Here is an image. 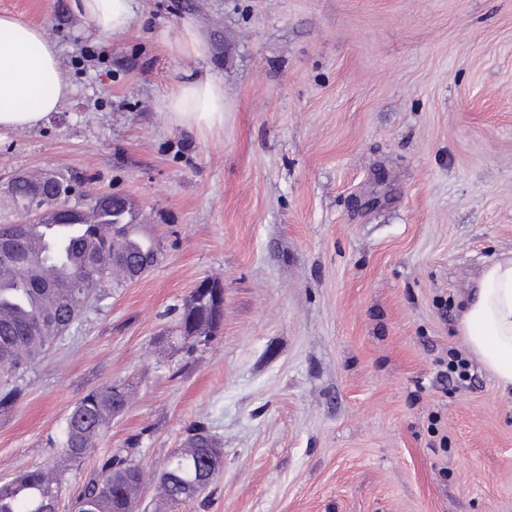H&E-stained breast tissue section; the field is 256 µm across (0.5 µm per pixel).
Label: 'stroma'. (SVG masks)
I'll list each match as a JSON object with an SVG mask.
<instances>
[{
	"mask_svg": "<svg viewBox=\"0 0 512 512\" xmlns=\"http://www.w3.org/2000/svg\"><path fill=\"white\" fill-rule=\"evenodd\" d=\"M45 27L72 93L41 126L0 130V172H89L133 202L163 254L112 287L19 378L0 414V480L63 456L90 390L129 384L84 469L138 441L137 512H512V393L470 352L460 296L512 252V0H134L108 37L70 0H0ZM191 20L204 60L166 38ZM224 84V124L172 125L185 71ZM224 321L182 348L174 309L204 280ZM217 481L155 491L188 430ZM436 366L435 380L444 387L448 383L458 386L472 382L473 375L469 373L467 361L458 355L450 357L446 363L439 361Z\"/></svg>",
	"mask_w": 512,
	"mask_h": 512,
	"instance_id": "obj_1",
	"label": "stroma"
}]
</instances>
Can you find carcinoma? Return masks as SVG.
<instances>
[{"instance_id":"1","label":"carcinoma","mask_w":512,"mask_h":512,"mask_svg":"<svg viewBox=\"0 0 512 512\" xmlns=\"http://www.w3.org/2000/svg\"><path fill=\"white\" fill-rule=\"evenodd\" d=\"M93 178L59 170L54 178L47 174L25 176L11 187L7 197L13 214L18 216L34 197H51L64 185L76 189L74 207H82L85 199L94 198ZM106 208L92 210L96 221L84 225V234L97 238V245L86 249L83 238L67 225H62L55 238L38 254L19 248L8 237L19 231L14 224H0V246L19 253L25 260L21 265L0 264V372L19 373L43 352L57 344L69 328L80 319L89 301L104 299L101 288L119 278L131 279V268L152 267L155 238L142 233L134 236L132 229L140 224L122 225L123 236L113 234L112 195L101 196ZM48 264L64 266L67 274L65 294L49 311L36 301L37 286L27 276L33 266ZM224 287L197 288L184 303L175 309L178 331L184 336L211 339L222 324ZM55 320L53 334H44L45 323ZM129 392L122 385L108 383L88 392L69 414L62 445L64 461L77 467L83 465L96 439L128 403ZM223 450L206 427L191 429L184 448L175 451L159 476L161 493L173 506L203 494L220 473ZM59 467L37 466L0 482V512H58ZM25 482L30 492L23 497L5 494L6 486ZM141 488V470L132 458V449L122 448L108 455L85 476L75 498L72 512H133Z\"/></svg>"}]
</instances>
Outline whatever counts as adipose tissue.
<instances>
[{"label":"adipose tissue","instance_id":"adipose-tissue-1","mask_svg":"<svg viewBox=\"0 0 512 512\" xmlns=\"http://www.w3.org/2000/svg\"><path fill=\"white\" fill-rule=\"evenodd\" d=\"M71 8L106 36L128 34L132 0H71ZM72 88L44 27L0 15V128H33L58 111ZM169 121L186 129L224 124V86L189 72L164 98ZM468 349L512 391V253L493 260L474 279L459 318Z\"/></svg>","mask_w":512,"mask_h":512}]
</instances>
